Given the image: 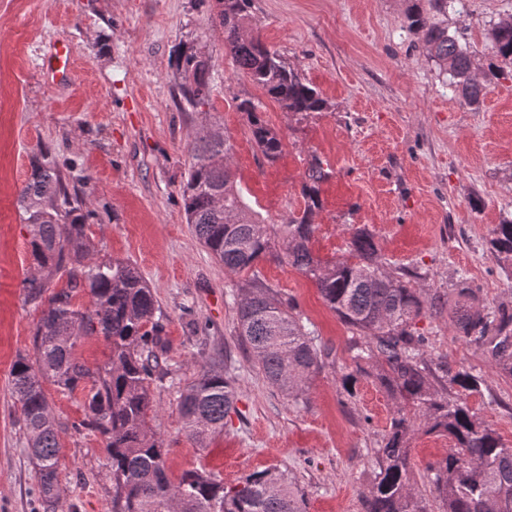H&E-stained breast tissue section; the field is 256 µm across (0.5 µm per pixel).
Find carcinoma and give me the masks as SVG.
Instances as JSON below:
<instances>
[{"instance_id":"obj_1","label":"carcinoma","mask_w":512,"mask_h":512,"mask_svg":"<svg viewBox=\"0 0 512 512\" xmlns=\"http://www.w3.org/2000/svg\"><path fill=\"white\" fill-rule=\"evenodd\" d=\"M426 2V9L413 4L407 10L406 28L422 33L423 52L462 101L477 108L500 67L492 63L476 75L472 51L448 32L444 18L462 0ZM215 9L225 53L283 111L307 115L327 109V101L298 70L253 36L248 0H215ZM490 39L493 56L512 65V19L494 23ZM173 68L178 106L194 110L199 102L210 101V59L202 48L181 43ZM237 109L247 114L258 150L275 163L283 152L281 135L252 100H241ZM188 152L180 187L186 221L224 270L242 278L238 336L266 381L297 406L306 402L310 380L331 354L304 323L297 305L279 298L262 277L259 263L286 260L312 280L329 309L353 331L349 351L354 370L342 377L344 390L352 392L358 377L369 375L394 400L388 428L375 448L378 472L362 493L365 512H428L413 475L412 442L420 432L451 442L445 455L428 466L429 492L439 512H512V446L467 402L469 395L481 392L482 378L428 353V338L417 328L420 319L448 312L453 335L512 379V304L480 302L478 291L460 274L448 289L455 302L447 305L443 295L414 287L409 273L388 268L366 227L350 229L349 256L321 259L311 246L312 217L321 207L320 187L329 172L316 157L305 171L302 213L284 224H267L234 180L233 144L223 132H202ZM18 204L29 229L28 296L41 298L43 272L64 270L69 278L68 288L49 297L41 311L34 358L18 356L10 372L43 512L54 509L60 451L46 381L69 393L84 392V419L75 429L106 439L113 512H166L173 499L179 512H307L305 491L277 468L254 471L232 487L199 469L169 477L170 449L149 425L152 386L170 371L151 288L133 263L95 256L86 235L94 211L47 154L33 157ZM489 245L497 259L512 263V217L494 226ZM79 289L91 298L85 309L72 303ZM84 336L103 337L111 350L108 361L91 368L75 357ZM179 412L186 434L201 447L224 431L236 412L235 378L228 367L215 359L201 365L181 395Z\"/></svg>"}]
</instances>
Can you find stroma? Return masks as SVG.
<instances>
[{"mask_svg": "<svg viewBox=\"0 0 512 512\" xmlns=\"http://www.w3.org/2000/svg\"><path fill=\"white\" fill-rule=\"evenodd\" d=\"M407 6L250 0L255 34L328 103L327 111L294 116L237 72L209 0H0V512L39 509L10 371L17 355L32 354L40 318L23 286L29 235L16 199L31 157L42 151L72 164L95 212L86 234L96 253L134 263L157 300L171 372L152 388L150 425L170 449L171 477L202 469L230 487L275 467L306 492L308 512H364L361 494L377 472L374 448L389 424L391 396L365 377L344 391L351 331L313 282L284 262L260 270L332 354L299 407L252 369L236 333L238 280L186 223L180 185L190 139L201 126H219L234 145L245 195L266 223L281 224L302 212L304 172L319 157L331 177L314 216L317 255H345L350 228L364 226L392 267L412 272L427 293L446 292L462 272L485 303L512 302V264L489 251L494 225L512 215V69L479 107L464 104L406 29ZM508 16L512 0H463L449 12L448 29L484 69L493 60L488 31ZM183 41L210 57L213 92L202 112L176 106L171 59ZM62 44L69 74L59 83L44 61ZM244 98L283 138L275 164L250 139L236 108ZM418 327L451 366L483 375V393L468 403L512 445V380L455 339L447 315L422 318ZM209 356L238 372L237 412L200 448L182 428L179 401ZM44 391L61 443L56 512H112L106 441L73 428L84 417L82 392L50 383Z\"/></svg>", "mask_w": 512, "mask_h": 512, "instance_id": "35a3bbf8", "label": "stroma"}]
</instances>
